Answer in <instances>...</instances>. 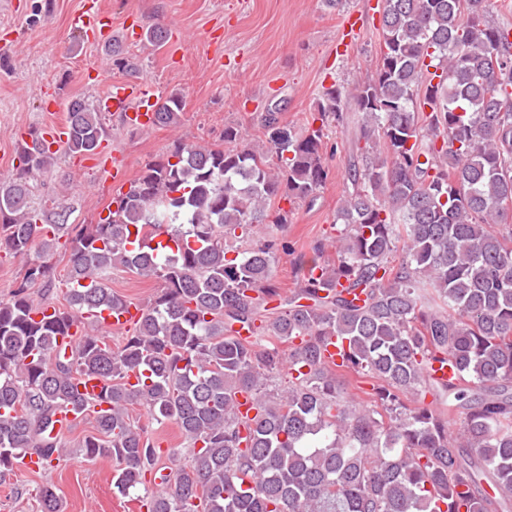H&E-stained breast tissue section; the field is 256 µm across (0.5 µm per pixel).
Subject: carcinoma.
Listing matches in <instances>:
<instances>
[{
  "mask_svg": "<svg viewBox=\"0 0 512 512\" xmlns=\"http://www.w3.org/2000/svg\"><path fill=\"white\" fill-rule=\"evenodd\" d=\"M494 4L383 0L371 79L325 89L321 125L301 134L266 113L278 164L237 126L222 147L175 142L94 224L32 205L58 151L30 132L0 181V250L25 259L0 301V475L27 459L61 465L71 413L96 430L73 447L111 460L114 488L143 489L146 512H512V25L488 19ZM107 53L136 76L121 42ZM183 107L178 92L160 98L152 125L178 124ZM348 107L364 146L336 210L335 257L316 242L276 312L273 274L293 245L280 235L291 211L272 203L315 199L324 128ZM65 122L61 151L98 153L96 104L69 100ZM259 224L263 241L231 255L227 239ZM56 236L69 244L66 307L35 297L55 287ZM118 268L160 282L130 334L114 346L96 325L72 332L129 304L108 286ZM333 338L347 347L339 369L324 360ZM435 362L458 378L433 377ZM276 375L287 385L275 394ZM353 380L371 382L366 400ZM135 405L184 437L170 472ZM37 497L41 512H63L52 487Z\"/></svg>",
  "mask_w": 512,
  "mask_h": 512,
  "instance_id": "carcinoma-1",
  "label": "carcinoma"
}]
</instances>
